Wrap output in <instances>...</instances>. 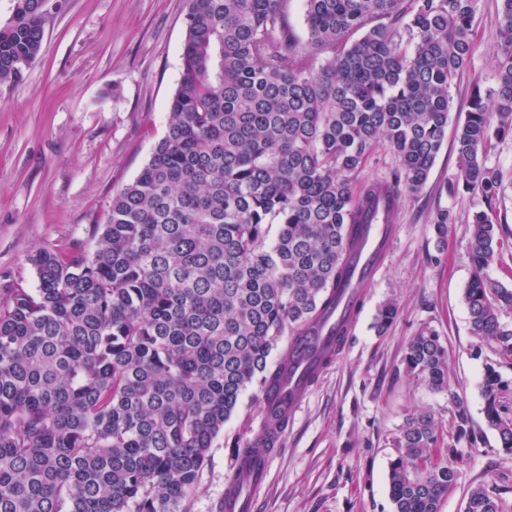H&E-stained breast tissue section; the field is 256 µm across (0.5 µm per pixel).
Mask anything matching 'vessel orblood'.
I'll return each instance as SVG.
<instances>
[{
  "label": "vessel or blood",
  "instance_id": "vessel-or-blood-1",
  "mask_svg": "<svg viewBox=\"0 0 512 512\" xmlns=\"http://www.w3.org/2000/svg\"><path fill=\"white\" fill-rule=\"evenodd\" d=\"M395 227L381 219L357 228L355 245L347 260V277L336 290V304L324 313L313 335L301 337L288 348V365L275 389L262 393L264 411L291 417L300 409L312 382L338 358L337 336H350L359 315L361 290L380 269L393 241ZM271 461L268 449L258 448L241 460L235 481L224 486V512H254L255 492L265 483Z\"/></svg>",
  "mask_w": 512,
  "mask_h": 512
}]
</instances>
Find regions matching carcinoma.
<instances>
[{
  "label": "carcinoma",
  "instance_id": "obj_1",
  "mask_svg": "<svg viewBox=\"0 0 512 512\" xmlns=\"http://www.w3.org/2000/svg\"><path fill=\"white\" fill-rule=\"evenodd\" d=\"M286 0H187L181 73L164 136L112 195L97 247L30 257L38 287L0 295V512H193L210 449L253 384L279 382L288 345L335 300L349 225L378 195L396 208L425 186L448 132L452 88L473 52L477 0H306L308 40ZM46 0H14L0 27V84L39 56ZM495 82L454 127L448 194L478 195L464 289L472 335L496 344L481 392L487 425L512 452L501 394L512 382V289L484 274L509 242L494 224V142L512 137V0H500ZM320 59L314 67V59ZM385 144L398 167L357 183ZM450 211L433 219L439 242ZM275 236H270L271 229ZM397 306L385 304V333ZM283 345L281 360L270 356ZM406 373L448 392L455 442L481 435L449 391L448 353L425 327ZM263 416L238 462L272 448ZM429 411L406 419L388 472L393 512H440L460 450ZM463 512H502L471 487ZM285 9L288 28L301 42H306L308 32L305 22V0H288Z\"/></svg>",
  "mask_w": 512,
  "mask_h": 512
}]
</instances>
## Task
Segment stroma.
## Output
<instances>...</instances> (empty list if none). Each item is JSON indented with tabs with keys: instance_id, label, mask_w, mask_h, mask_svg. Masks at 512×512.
<instances>
[{
	"instance_id": "obj_1",
	"label": "stroma",
	"mask_w": 512,
	"mask_h": 512,
	"mask_svg": "<svg viewBox=\"0 0 512 512\" xmlns=\"http://www.w3.org/2000/svg\"><path fill=\"white\" fill-rule=\"evenodd\" d=\"M51 11L37 60L22 78L0 85V289L38 284L29 257L83 242L95 250L93 225L105 223L113 192L131 182L166 131L185 38L186 0H61ZM499 0H478L474 55L453 88L452 122L464 121L474 86L494 82ZM489 166L502 171L498 213L512 232V139L497 142ZM457 173L451 142L443 147L422 191L401 196L392 216L396 242L367 285L356 328L336 363L310 390L272 450L258 512H393L388 467L405 419L429 410L451 412L447 393L408 376L406 346L422 328L448 348L453 391L468 404L482 439L460 444L457 484L441 512H462L470 486L481 484L512 512V453L485 420L481 382L493 344L470 330L463 293L472 276L469 221L479 197L452 196ZM449 210L445 247L432 219ZM398 315L385 334L375 318L388 300ZM481 358H474V350ZM261 392L249 387L215 440L194 512H215L236 437L257 426Z\"/></svg>"
}]
</instances>
